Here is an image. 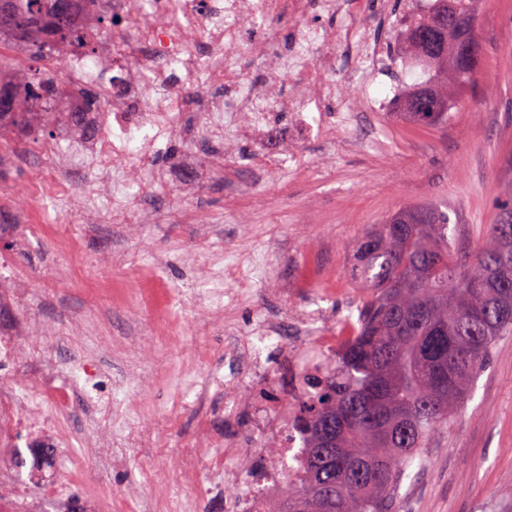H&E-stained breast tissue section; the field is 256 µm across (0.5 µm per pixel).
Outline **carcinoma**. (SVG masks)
<instances>
[{"label": "carcinoma", "instance_id": "1", "mask_svg": "<svg viewBox=\"0 0 512 512\" xmlns=\"http://www.w3.org/2000/svg\"><path fill=\"white\" fill-rule=\"evenodd\" d=\"M78 0H0V33L42 56L45 31L81 40ZM477 0H436L411 23L402 52L420 74L404 85L395 116L419 128L448 124V76L465 87L475 75ZM56 86L32 70L6 77L0 60V127L55 135L59 113L47 108ZM448 213L433 204L403 206L367 232L352 255L362 296L351 315L355 336L336 371L315 378L300 408L307 444L302 475L280 490L276 512H401V488L424 466L423 448L455 423L495 342L512 335V192L496 223L468 256L449 233Z\"/></svg>", "mask_w": 512, "mask_h": 512}]
</instances>
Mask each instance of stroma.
<instances>
[{
  "mask_svg": "<svg viewBox=\"0 0 512 512\" xmlns=\"http://www.w3.org/2000/svg\"><path fill=\"white\" fill-rule=\"evenodd\" d=\"M409 0H350L364 35L397 53ZM481 61L466 88L449 84L455 102L447 124L418 130L386 112L360 117L357 144L341 147L318 137L299 142L310 163L303 177L265 184L249 159L280 141L238 142L223 168L209 166L205 133L194 113L184 131L152 159L133 161L134 177L160 168L196 165L197 199L183 200L178 183L153 202L151 224H100L88 229L92 200L106 185L80 181L69 198L41 206L49 224L77 244L57 250L50 237L30 238L22 220L32 172L12 156L0 161V208L8 209L25 246L0 250L12 271L17 297L0 331L42 327L46 340L26 345L7 378L36 387L44 353L58 364L56 384L70 410L48 414L64 441L63 459L47 483L27 476L0 486V501L31 502L58 512L53 489L91 512H181L197 491L181 480L184 449L196 450L199 475L209 476L210 449L196 448L200 412L224 430V400L204 403L201 388L225 374L224 321L246 332L261 319L288 325L323 289H337L326 305V327L361 290L348 273L352 252L374 224L405 205L447 209L456 241L468 250L495 223L496 198L512 184V0H480L476 16ZM268 256L273 280L257 282L244 301L225 299L222 317L209 308L210 293L225 290V271L241 252ZM208 351L196 363L193 352ZM92 386L76 382V366ZM121 411L116 458L96 461L88 445L100 432V399ZM185 411L165 422L175 404ZM426 465L407 492L402 512H506L512 507V336L496 343L480 373L465 414L438 430L424 451Z\"/></svg>",
  "mask_w": 512,
  "mask_h": 512,
  "instance_id": "1",
  "label": "stroma"
}]
</instances>
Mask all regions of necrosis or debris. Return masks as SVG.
Instances as JSON below:
<instances>
[{
    "instance_id": "obj_1",
    "label": "necrosis or debris",
    "mask_w": 512,
    "mask_h": 512,
    "mask_svg": "<svg viewBox=\"0 0 512 512\" xmlns=\"http://www.w3.org/2000/svg\"><path fill=\"white\" fill-rule=\"evenodd\" d=\"M344 10L343 0H85L77 27L89 46H61L55 55L66 65L63 81L98 93L96 101H76L69 109V127L91 151L35 162L37 175L29 184L34 206L25 214L33 234L48 230L39 203L69 196L80 177L109 186L103 222H143L149 198L168 179L154 174L131 182L128 159L145 160L156 153L177 135L176 118L183 112L197 113L208 141L217 145L273 134L285 112L295 121L289 140L312 128L323 138L352 146L358 113L392 107V97L374 94L372 87L393 79L398 61L372 44L357 23L332 30L321 26L319 15ZM107 13L112 16L108 32L99 26ZM285 17L294 19L297 29L284 49L279 22ZM257 28L262 39L248 40V32ZM247 58L297 81L299 91L287 97L257 91L243 66ZM349 63L361 80L354 101L337 79ZM329 104L333 115L310 126V113ZM324 319V308L311 304L286 332L268 321L246 336L226 327L227 379L245 389L228 400L226 417L236 420L245 410L249 424L231 437L200 422L198 445L221 454L208 484L184 512H199L203 503L219 497L224 512H273L281 488L298 482L305 443L298 405L310 393L303 376L311 370L331 371L350 339L347 319H340L331 333L322 332ZM48 400L67 412L69 400L57 391L50 365L37 391L12 386L0 394V435L21 424L45 430L41 406Z\"/></svg>"
}]
</instances>
